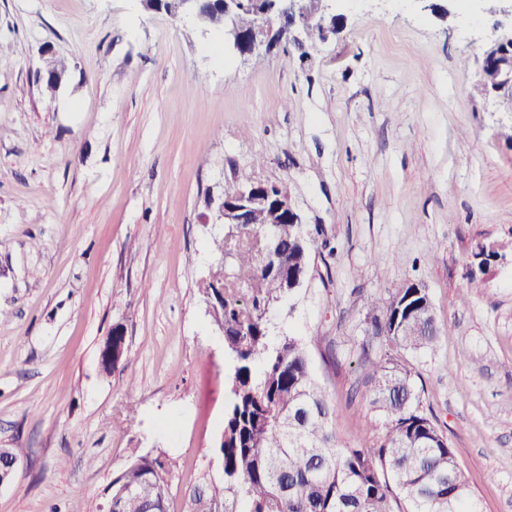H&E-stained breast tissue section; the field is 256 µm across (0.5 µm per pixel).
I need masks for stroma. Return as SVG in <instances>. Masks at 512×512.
<instances>
[{"label":"stroma","instance_id":"obj_1","mask_svg":"<svg viewBox=\"0 0 512 512\" xmlns=\"http://www.w3.org/2000/svg\"><path fill=\"white\" fill-rule=\"evenodd\" d=\"M337 10L336 36L257 65L139 0H0V448L25 451L0 512H100L148 452L174 463L169 512L221 477L233 362L199 284L224 235L209 200L249 177L284 183L319 233L269 341L300 340L337 441L384 422L364 398L362 345L383 346L367 297L420 283L443 328L408 358L420 409L481 512H512V88L481 86L512 22L453 2ZM46 47L69 66L53 92Z\"/></svg>","mask_w":512,"mask_h":512}]
</instances>
